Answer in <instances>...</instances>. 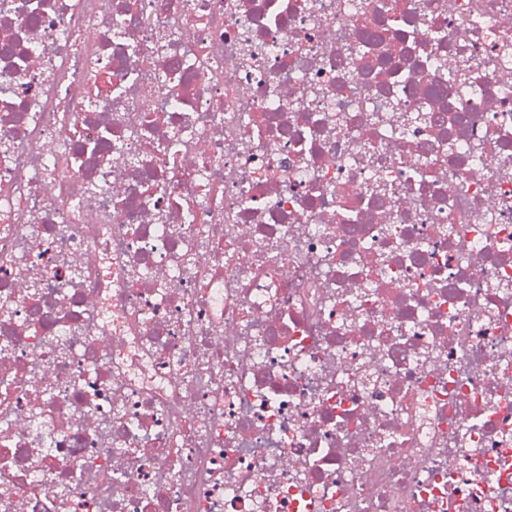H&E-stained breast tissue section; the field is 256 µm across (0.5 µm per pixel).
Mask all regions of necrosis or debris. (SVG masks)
Wrapping results in <instances>:
<instances>
[{"label":"necrosis or debris","mask_w":512,"mask_h":512,"mask_svg":"<svg viewBox=\"0 0 512 512\" xmlns=\"http://www.w3.org/2000/svg\"><path fill=\"white\" fill-rule=\"evenodd\" d=\"M508 157L512 0H0V512H512Z\"/></svg>","instance_id":"necrosis-or-debris-1"}]
</instances>
